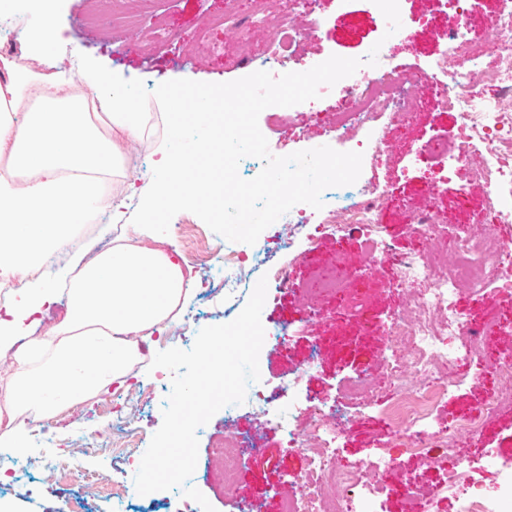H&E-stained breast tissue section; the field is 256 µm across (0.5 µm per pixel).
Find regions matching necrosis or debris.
<instances>
[{"mask_svg": "<svg viewBox=\"0 0 512 512\" xmlns=\"http://www.w3.org/2000/svg\"><path fill=\"white\" fill-rule=\"evenodd\" d=\"M253 2L252 18L270 26L274 34L270 71L281 75L301 55L304 40L322 29V0H291L275 14L266 8L268 0ZM438 2L448 5L453 20L443 50L426 68L406 71L381 51L376 65H362L334 86H320L319 94L336 99L329 127L334 141L375 161L386 153L390 129L406 126L423 98L457 112L452 139L434 152L421 146L414 162L434 163L449 180L468 172L470 178L489 185L493 196L472 225L451 223L432 206L412 216L414 234L429 243L451 242L449 258L422 250L392 257L381 209L389 189L375 182L348 194L341 206L335 189H328L321 212L303 203L295 205L255 244L194 253L190 260L208 265L229 299L249 271L270 266L273 253L295 251L302 243L311 249L319 236H342L355 225L366 228L369 268L395 258L396 285L410 292L409 310L398 311L377 326L388 338L385 374L392 395L383 414L423 467L444 471L442 488L454 491L460 512H501V504L512 503V463L499 467L498 481L490 492H479L474 480L477 468L473 461L464 460L459 442L480 433L504 405L512 404V356L487 347L492 336L512 330V313L490 324L475 323L458 308L457 293L464 284L478 294L489 285L497 296L512 298V242L500 234L503 225L512 224V0H496L487 18L493 35L488 42L467 37L470 18L482 0ZM463 361L469 363L467 375L474 380L486 365L495 366L502 388L485 401L478 416L444 428L433 426L429 417L435 402L447 397L456 383L445 369ZM354 395L356 405L340 402L308 412L299 409L287 422L276 412L275 395L253 387V407L268 416L270 425L286 428L287 449L308 456L306 478L290 484L282 512H362L373 493L367 474L391 469V460L381 455L337 463V449L358 407L379 402L377 387L370 382L355 384ZM259 449L254 436L235 432L225 436L221 452L225 487H232Z\"/></svg>", "mask_w": 512, "mask_h": 512, "instance_id": "necrosis-or-debris-1", "label": "necrosis or debris"}]
</instances>
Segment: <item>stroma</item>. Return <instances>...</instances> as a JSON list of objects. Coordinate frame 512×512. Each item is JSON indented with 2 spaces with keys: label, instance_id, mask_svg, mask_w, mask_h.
Returning <instances> with one entry per match:
<instances>
[{
  "label": "stroma",
  "instance_id": "stroma-1",
  "mask_svg": "<svg viewBox=\"0 0 512 512\" xmlns=\"http://www.w3.org/2000/svg\"><path fill=\"white\" fill-rule=\"evenodd\" d=\"M225 0H126V12L135 22L134 28L113 25L111 17L91 21L90 0H54L50 12H43L38 0H0V11L21 9L28 16L30 28L47 27L55 34L49 61L73 58L84 53L127 79L142 80L147 89H155L162 82L188 78L203 82H229L253 73L262 57L260 50L271 41L266 27H257L249 33L248 44H240L233 31L214 29L213 36L223 42L224 54L211 57L194 48L191 36L209 17L223 13ZM326 23L305 46L307 66H315L330 56L358 58L366 55L381 35L370 14L363 11L357 0L337 5L336 0H323ZM408 14L420 18L415 28V46L406 48L399 41L391 42L389 52L396 64L413 68L426 64L442 50L438 30L447 29L449 18L439 12L436 0H407ZM180 30L181 35L166 43L157 42L159 26ZM319 114L303 123L298 138L291 139L280 130L268 127L266 118L258 124L269 143L273 155L284 156L296 151L326 145L327 122L331 102L318 105ZM457 114L430 103L417 112L413 124L390 134V143L382 163L363 159L361 180H375L397 196V203L386 208L382 222L391 243L392 260L379 265L371 273L363 288L366 292L364 315H353L344 320L333 319L336 310L334 293L318 289L324 279L343 278L350 271L365 264L367 232L354 228L345 237L325 235L308 259L297 261L282 253L276 256L277 265L288 267L291 285L279 288L269 281L267 297L261 313L263 325L283 323L297 329L287 346L266 345L259 354V369L266 390L286 386L300 368L312 343L322 342L323 356L317 371L307 376L300 390L302 398L311 405H330L339 401L346 387L363 377L382 382L381 359L385 338L371 330V323L386 320L404 306L405 294L393 285L396 276L394 257L409 254L424 247L425 242L411 233L412 214L428 206L450 214L458 224H469L488 204L489 189L480 181L459 183L453 180L438 185L436 193H429L426 172L408 169L407 155L419 145V137L452 130ZM174 223L191 225L183 236L172 234H142L134 230L131 221H124V232L130 233L141 246L178 252L187 257L200 243L223 244L222 236L214 233L193 213L184 211L173 218ZM317 302L327 315L305 322V301ZM458 305L466 316L478 323L496 321L501 311L512 305V300L485 291L475 297L469 286H462ZM185 309L193 310V319L177 317L160 341L151 343V351L172 347L190 349V341L206 326L224 321V291L213 289L210 298L189 295ZM497 388L494 372H487L480 380L469 382L449 391L432 411L438 426L445 427L458 419L480 413L484 400ZM125 395L138 398L156 392L157 398L144 413L130 424L134 438L131 448L119 447L112 428V415L104 410L109 402L106 394L87 398L80 405L49 419L26 424L27 448L22 456L24 466L11 476L0 479V502L11 503L15 512H185L186 499L181 489L158 492L156 498L137 495L134 485L135 466L128 456L142 457L153 434L162 423V409L167 392L161 391L157 371L146 366L133 369L123 386ZM258 437L261 448L239 472L232 490H225L219 474L218 453L224 445L229 429ZM285 435L274 430L266 418L255 411L251 402H244L234 422H226L223 414H215L201 428L198 439L196 469L188 481L214 507L215 512H233L247 506L249 512H280L275 494L284 481L302 477L306 460L283 446ZM68 441L79 461L77 469L60 467L47 470L46 457L52 454L58 441ZM463 453L471 460L481 462L483 469L477 475L484 489L495 486L497 464L512 460V406L505 407L498 418L481 434L464 439ZM494 450V458H486V450ZM391 457L395 466L383 474L371 476L375 495L363 506L364 512H407L404 495L407 484L428 490L430 512H457L458 504L451 493H438L441 474L424 469L400 441L392 435L388 421L379 409L365 410L353 422L338 448L341 462L359 461L376 454Z\"/></svg>",
  "mask_w": 512,
  "mask_h": 512
}]
</instances>
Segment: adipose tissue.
I'll use <instances>...</instances> for the list:
<instances>
[{
  "label": "adipose tissue",
  "mask_w": 512,
  "mask_h": 512,
  "mask_svg": "<svg viewBox=\"0 0 512 512\" xmlns=\"http://www.w3.org/2000/svg\"><path fill=\"white\" fill-rule=\"evenodd\" d=\"M33 41L29 64L0 65V274L36 273L0 311V351L13 354L0 407L48 419L120 381L137 356L131 336L163 331L188 289L180 265L158 250L70 251L82 224L124 206L102 182L120 171L126 143L143 138L145 123L105 76L64 65L42 73L50 35L37 30ZM23 103L30 109L19 124L13 113ZM93 109L104 127L91 121ZM223 149L217 139L191 155L159 147L162 175L137 198L143 222L156 223L165 206L211 205L204 162ZM19 213L25 225L14 224ZM61 301L65 317L34 335L45 310Z\"/></svg>",
  "instance_id": "adipose-tissue-1"
}]
</instances>
